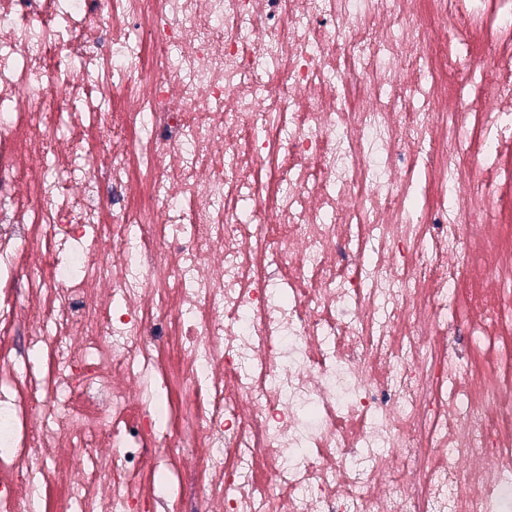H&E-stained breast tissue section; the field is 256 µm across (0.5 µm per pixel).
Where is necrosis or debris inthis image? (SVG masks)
<instances>
[{
    "mask_svg": "<svg viewBox=\"0 0 512 512\" xmlns=\"http://www.w3.org/2000/svg\"><path fill=\"white\" fill-rule=\"evenodd\" d=\"M39 490L512 512V0H0V512Z\"/></svg>",
    "mask_w": 512,
    "mask_h": 512,
    "instance_id": "4bbe7bcc",
    "label": "necrosis or debris"
}]
</instances>
